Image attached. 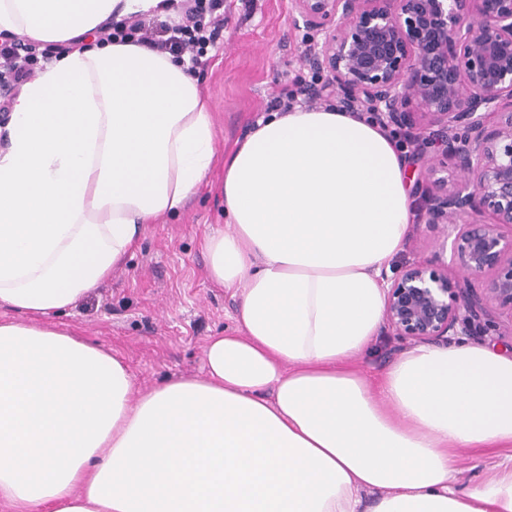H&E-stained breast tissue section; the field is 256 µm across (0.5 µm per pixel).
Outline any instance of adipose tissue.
I'll list each match as a JSON object with an SVG mask.
<instances>
[{"mask_svg": "<svg viewBox=\"0 0 512 512\" xmlns=\"http://www.w3.org/2000/svg\"><path fill=\"white\" fill-rule=\"evenodd\" d=\"M174 0H0V42L69 44L0 148V507L6 512H512V353L418 345L370 376L405 159L333 107L274 112L224 159L207 274L238 298L204 374L148 389L56 317L180 214L215 157L172 55L98 29ZM501 448L471 484L460 454Z\"/></svg>", "mask_w": 512, "mask_h": 512, "instance_id": "obj_1", "label": "adipose tissue"}]
</instances>
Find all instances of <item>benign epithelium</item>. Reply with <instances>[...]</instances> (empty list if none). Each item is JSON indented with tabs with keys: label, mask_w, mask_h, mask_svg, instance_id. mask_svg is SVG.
<instances>
[{
	"label": "benign epithelium",
	"mask_w": 512,
	"mask_h": 512,
	"mask_svg": "<svg viewBox=\"0 0 512 512\" xmlns=\"http://www.w3.org/2000/svg\"><path fill=\"white\" fill-rule=\"evenodd\" d=\"M304 59L336 106L438 145L416 189L449 261L407 266L385 324L419 342L488 335L512 318V0H293ZM454 269L456 274L448 273Z\"/></svg>",
	"instance_id": "obj_1"
}]
</instances>
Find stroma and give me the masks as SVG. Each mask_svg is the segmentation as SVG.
<instances>
[{
    "instance_id": "stroma-1",
    "label": "stroma",
    "mask_w": 512,
    "mask_h": 512,
    "mask_svg": "<svg viewBox=\"0 0 512 512\" xmlns=\"http://www.w3.org/2000/svg\"><path fill=\"white\" fill-rule=\"evenodd\" d=\"M224 16L221 40L195 71L215 122L216 155L206 184L179 216L147 225L111 280L58 319L117 353L141 387L201 376L207 337L234 329L235 299L210 283L201 248L206 234L227 224L224 157L264 117L286 80L310 74L301 57L304 24L291 0H224ZM445 244L442 226L413 217L387 277L418 261L447 258Z\"/></svg>"
}]
</instances>
